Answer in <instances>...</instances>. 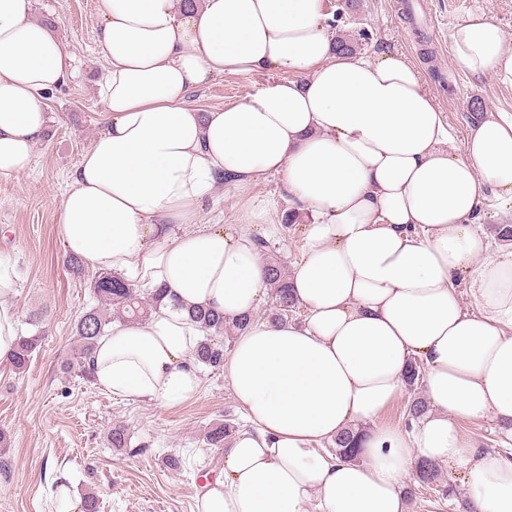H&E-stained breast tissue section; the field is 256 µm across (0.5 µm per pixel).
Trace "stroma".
I'll return each instance as SVG.
<instances>
[{"label":"stroma","instance_id":"35a3bbf8","mask_svg":"<svg viewBox=\"0 0 512 512\" xmlns=\"http://www.w3.org/2000/svg\"><path fill=\"white\" fill-rule=\"evenodd\" d=\"M96 2L35 0L33 19L51 21L74 75L46 97L48 132L34 148L30 169L0 176V259L19 277L11 302L21 334L41 338L25 372L0 363V432L9 439L0 447V512H48L51 490L60 482L78 494L95 491L101 512H197L202 474L213 471L221 456L208 445L207 431L220 420L244 424L224 371L199 367L198 394L164 405L109 394L62 369L76 344L75 321L95 304L90 284L97 270L67 266L58 208L107 112L99 90L106 68ZM417 11L431 17V25L412 20L404 0H322L330 32L357 41L359 55L398 53L418 69L460 148L477 111L512 113V81L457 71L449 35L480 11L501 28L512 50V0H419ZM273 77L270 70L227 74L191 90L187 101L203 111L240 102ZM292 206L282 176L268 174L244 189L224 183L205 199L201 219L213 228L250 222L252 233L291 272L304 245L301 224L280 229ZM117 424L127 432L122 448L109 438ZM171 454L183 458L182 467L168 464ZM405 486L409 512H457L460 493L447 475L428 485L412 475Z\"/></svg>","mask_w":512,"mask_h":512}]
</instances>
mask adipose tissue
Here are the masks:
<instances>
[{
	"instance_id": "1",
	"label": "adipose tissue",
	"mask_w": 512,
	"mask_h": 512,
	"mask_svg": "<svg viewBox=\"0 0 512 512\" xmlns=\"http://www.w3.org/2000/svg\"><path fill=\"white\" fill-rule=\"evenodd\" d=\"M34 0H0V175L28 169L44 97L71 58ZM104 126L59 208L68 253L174 298L96 342V385L123 398H193L202 333L186 310L253 316L224 370L247 422L197 496L198 512H409L404 482L427 463L464 491L466 512H512V453L461 423L512 439V247L476 219L512 205V114L489 112L456 149L419 73L400 54L337 53L321 0H99ZM451 62L512 80V51L485 14L450 36ZM262 69L281 77L206 112L191 89ZM281 175L311 213L290 279L303 321L255 318L266 296L249 231L199 227L222 176ZM473 300L465 307L458 292ZM16 275L0 262V361L19 337ZM427 413L382 424L411 362ZM361 430L357 458L327 448ZM463 428L485 448L503 450V436L498 425L488 421H463Z\"/></svg>"
}]
</instances>
